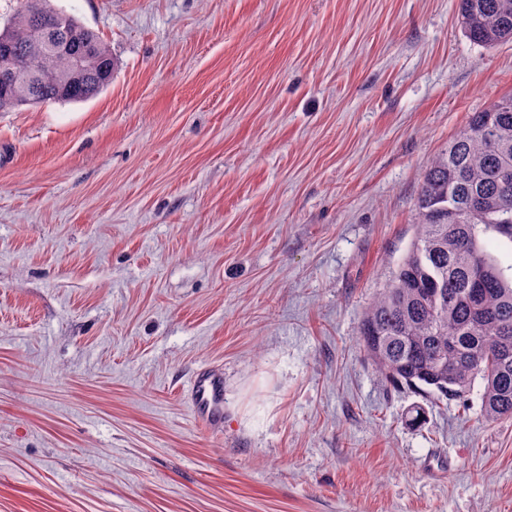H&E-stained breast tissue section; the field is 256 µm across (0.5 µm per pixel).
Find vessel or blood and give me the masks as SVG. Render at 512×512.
<instances>
[{
    "instance_id": "b4317fda",
    "label": "vessel or blood",
    "mask_w": 512,
    "mask_h": 512,
    "mask_svg": "<svg viewBox=\"0 0 512 512\" xmlns=\"http://www.w3.org/2000/svg\"><path fill=\"white\" fill-rule=\"evenodd\" d=\"M187 396L198 425L209 430H223L224 372L222 368L205 364L193 371Z\"/></svg>"
}]
</instances>
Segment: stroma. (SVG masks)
<instances>
[{
  "instance_id": "stroma-1",
  "label": "stroma",
  "mask_w": 512,
  "mask_h": 512,
  "mask_svg": "<svg viewBox=\"0 0 512 512\" xmlns=\"http://www.w3.org/2000/svg\"><path fill=\"white\" fill-rule=\"evenodd\" d=\"M52 2L116 69L0 112V512H512L481 383L424 401L357 341L512 42L458 0ZM196 422L209 430H224V371L205 364L193 371L187 391Z\"/></svg>"
}]
</instances>
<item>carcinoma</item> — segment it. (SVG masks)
<instances>
[{
  "mask_svg": "<svg viewBox=\"0 0 512 512\" xmlns=\"http://www.w3.org/2000/svg\"><path fill=\"white\" fill-rule=\"evenodd\" d=\"M458 18L476 44L512 41V0H460ZM35 25L62 39L47 61L31 41ZM1 32L0 107L8 111L20 97L30 106L90 99L115 66L107 44L51 0H18ZM81 53L79 78H65ZM476 197L479 209L471 208ZM417 209L414 239L359 327L367 360L394 386L446 399L479 377L484 418H512V264L480 239L493 233L512 244V94L471 114L424 172Z\"/></svg>",
  "mask_w": 512,
  "mask_h": 512,
  "instance_id": "1",
  "label": "carcinoma"
}]
</instances>
